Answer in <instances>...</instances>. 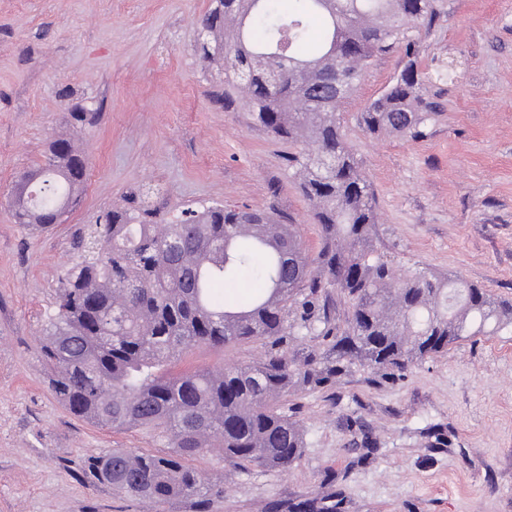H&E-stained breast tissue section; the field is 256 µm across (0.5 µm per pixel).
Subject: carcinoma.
Listing matches in <instances>:
<instances>
[{
    "label": "carcinoma",
    "instance_id": "carcinoma-1",
    "mask_svg": "<svg viewBox=\"0 0 512 512\" xmlns=\"http://www.w3.org/2000/svg\"><path fill=\"white\" fill-rule=\"evenodd\" d=\"M293 2L284 13L279 0H211L195 48L224 72V111L243 109L254 126L301 146L288 163L319 224L316 258L305 254L293 225L270 213L209 205L168 222L142 199L100 217V246L60 279L40 339L51 390L71 414L115 430L152 429L170 448L161 456L114 448L87 461L91 482L132 498L209 503L220 491L185 460L212 448L237 465L290 467L305 437L279 399L356 363L402 374L460 340L512 326V304L487 289L426 269L399 274L375 254L374 194L342 133L339 108L363 66L403 45L399 76L360 122L373 133L422 135L435 112L418 92L409 24L434 26L438 0ZM319 17L325 28L309 53ZM321 71L337 86L304 99L300 84ZM55 143L60 151L46 156L32 197L13 212L20 224H40L77 201L84 156L67 139ZM244 269L256 288L247 307L229 309L216 287ZM332 289L348 304L344 329L333 323ZM301 336L334 337L336 364L300 367L284 343ZM252 341L268 342L255 364L216 374L171 371L194 346ZM288 512H336V505L305 499Z\"/></svg>",
    "mask_w": 512,
    "mask_h": 512
}]
</instances>
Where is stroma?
<instances>
[{
  "mask_svg": "<svg viewBox=\"0 0 512 512\" xmlns=\"http://www.w3.org/2000/svg\"><path fill=\"white\" fill-rule=\"evenodd\" d=\"M211 0H0V196L45 160L50 141L80 144V203L46 229L0 205V512H198L90 483L89 458L114 448L165 454L144 429L70 414L39 356L58 280L98 214L153 190L169 216L213 203L290 217L308 255L321 247L287 157L293 147L216 103L223 85L193 51ZM414 29L419 91L437 105L417 138L359 123L402 69L404 48L371 60L341 106L347 144L376 197L371 236L403 273L426 267L512 302V0H440ZM95 109L73 124L72 104ZM265 342L195 347L180 368L259 361ZM282 405L305 433L286 469L190 458L224 491L209 512H288L334 495L337 512H512V327L459 342L403 376L355 365ZM358 421L372 447H352Z\"/></svg>",
  "mask_w": 512,
  "mask_h": 512,
  "instance_id": "1",
  "label": "stroma"
}]
</instances>
